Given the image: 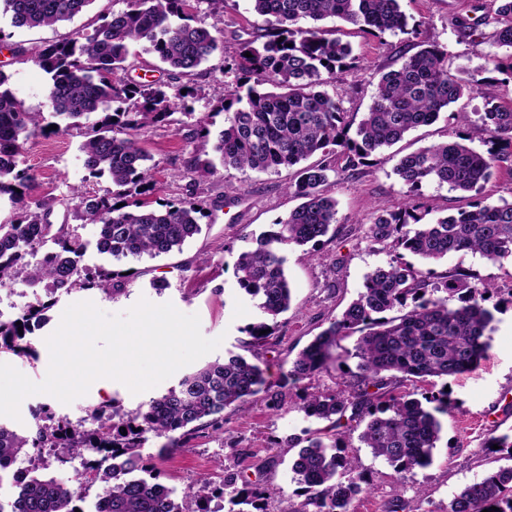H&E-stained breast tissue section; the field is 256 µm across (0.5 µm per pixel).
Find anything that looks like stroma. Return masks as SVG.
Instances as JSON below:
<instances>
[{"instance_id":"obj_1","label":"stroma","mask_w":512,"mask_h":512,"mask_svg":"<svg viewBox=\"0 0 512 512\" xmlns=\"http://www.w3.org/2000/svg\"><path fill=\"white\" fill-rule=\"evenodd\" d=\"M123 7V0H94L72 20L33 29L13 27L8 18L0 17V31L9 34L11 43L20 49L15 57L0 52V69L8 75L10 89L28 110H50L46 97L50 77L33 61L34 49L91 35L102 17ZM489 7L488 0H401L410 23L418 27L414 37L387 34L376 38L345 25V39L357 64L338 73L335 91L347 111L365 112L381 71L397 66L403 54H414L423 44L442 46L451 71L481 72L486 83L481 94L460 99L436 122L411 131L387 153L369 157L357 170H347L342 153L330 155L333 172L326 190L338 202L340 222L335 233L321 239L315 254L295 246L286 249L291 307L281 315L275 335L254 344L246 328L258 321L259 311L239 287L234 261L241 252L253 248L254 234L269 229L297 206V199L284 191L296 171L283 167L264 173L220 167L206 178L197 177L195 164L212 158L213 151L211 142L198 135L194 119L210 113L215 124L223 123L212 91L235 81L234 75L225 73L224 60L235 55L242 42L258 35L264 25L253 14L249 0H229L223 13L217 15L212 14L207 0H201L198 15L223 30V48L194 74L178 79L179 84L194 90L193 98L187 102L190 116L175 114L172 123L148 127L139 135L140 144L154 165L147 200L154 204L195 201L203 210L200 233L181 250L166 255L113 261L111 256L97 251L95 225L80 220L75 203L68 200L70 186L84 180L100 196L112 189L108 178L87 180L79 150L80 136L28 141L17 157V166L36 176L38 197L52 200L50 223L77 229L86 242L81 267H117L126 270L127 276L123 292L113 297L78 289L58 292L46 322L30 335L34 356L0 352V363L12 365L34 382H42L49 366L45 340L57 329L65 308L76 302L89 300L104 312L115 314L145 298L155 304L172 303L185 314H198L203 336L222 340L213 351V358L233 352L261 365L272 386L270 395L277 396L280 407L271 409L269 396L261 395L248 411L225 409L223 439L199 433L165 460L157 457L159 440L150 439L141 450L143 462L158 474L161 483L180 492L186 491L200 474L213 472L248 480L260 488H277L280 495L265 502L266 512H288L289 504L298 503L299 498L291 470L296 451L287 442L305 439L323 426L322 421L299 410L298 404L309 391L332 394L348 389L349 373L357 365L352 356L355 337L341 342L347 374L332 367L305 385L287 381L286 374L299 350L356 298L365 276L394 258L389 243L370 238L369 225L374 204L398 207L405 201L403 185L394 173L398 158L422 147L460 139L477 151H486L489 144L485 132L463 125L456 119V112L482 111L489 100L512 107V76L501 70L502 65L512 61V53L496 43V25L487 19ZM420 201L429 210L426 222L432 223L458 210L470 209L474 199L471 194L429 184L423 187ZM403 260L434 282L465 273L473 282L492 284L486 302L493 314L487 330L490 349L473 371L449 379L454 410L443 420L441 439L430 466L401 475L384 459L361 447L357 437L346 438L349 455L369 482L368 491L354 500V512H445L449 501L465 485L480 481L488 472L512 466V455L507 451L484 446L489 437L512 435V266H500L467 251L449 254L437 262H425L409 253L404 254ZM151 394L145 391L135 395L117 381L100 379L86 395L69 404L48 394L29 396L20 406L19 419L5 416L0 423L30 430L34 410L44 406L55 417L73 421L105 406L129 415Z\"/></svg>"}]
</instances>
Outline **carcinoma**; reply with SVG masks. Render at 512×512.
I'll return each instance as SVG.
<instances>
[{"mask_svg": "<svg viewBox=\"0 0 512 512\" xmlns=\"http://www.w3.org/2000/svg\"><path fill=\"white\" fill-rule=\"evenodd\" d=\"M92 2L0 0V13L10 16L13 27L38 28L70 21ZM124 2L125 9L104 18L85 40L49 43L34 54V62L50 75L48 101L59 119L57 128L45 125L42 113L27 110L0 71V197H7L14 208L10 222L0 224V287L23 273L33 288V301L19 316L0 318V352H32L30 323L46 318L56 293L78 288L112 296L123 278L119 270L91 273L80 268L86 243L65 226L56 229L47 223L51 205L35 197L36 176L17 169V155L27 141L49 133L68 135L82 127L81 119L100 116L80 150L89 175H108L116 190L97 197L80 186L72 189L71 198L79 200L82 220L97 226L98 251L113 260L166 255L201 231L202 208L194 201L151 208L137 200L150 189L152 176L151 156L140 145L138 132L166 122L179 107L186 110L185 117L194 118L186 104L194 91L163 80L136 83L127 72L130 48L141 44L165 65L170 78L188 75L222 49V30L191 14L200 0ZM250 2L264 22L275 19V31L242 43L226 66V72L237 75L248 88L244 96L222 87L214 91L224 125L213 144L215 158L194 167L200 178L213 173L217 162L226 168L272 172L297 166L318 152L328 154L334 147L342 149L346 169L353 171L414 129L436 122L462 95L481 90L484 78L450 72L445 50L428 44L382 73L368 110L351 114L327 90L336 75L354 63L351 45L338 36L340 30L320 22L337 18L374 37L414 34L416 28H408L399 0ZM490 2L497 5V43L512 49V0ZM266 84L278 91L262 90ZM478 121L495 148L481 153L453 141L420 148L399 160L394 172L405 188L406 202L397 209L373 205L371 238L389 240L394 248L427 262L459 251L478 253L500 265L512 262V203L479 201L470 210L434 223L423 222L428 211L415 203L428 183L477 194L490 180L503 160L501 146L512 148V108L489 101ZM196 124L208 138L211 131L205 118H197ZM330 171L332 167L323 163L299 169L288 192L302 203L262 232L255 248L235 261L237 282L262 315L245 328L256 342L275 333L278 317L291 305L284 248L315 245L339 223L337 201L324 190ZM41 283L42 294L34 290ZM491 291V285L478 286L461 274L430 288L414 266L397 260L366 276L363 291L299 352L288 371V378L300 383L333 364L342 366L336 354L340 341L360 333L354 348V393L312 392L299 403L307 416L328 422L327 432L334 440L327 444L320 435L305 439L292 463L303 500L291 512H351L353 501L366 491V480L355 473L339 445V427L348 410L350 421L360 428L361 445L397 472L410 473L432 462L443 430L441 417L453 409L448 392L442 387L422 400L410 393L397 397L387 390L388 380L398 374L447 379L478 366L490 348L487 329L493 315L484 302ZM394 310L400 315L387 316ZM269 390L259 364L230 353L183 375L176 386L150 398L135 413L110 423L91 413L87 419L92 427L80 430L67 419L54 420L44 407L28 432L0 424V468L22 456L28 461L26 481L8 500L0 498V512L80 508V493L42 474L47 469L44 448H65L60 462L80 458L84 465L99 450L112 449L110 457L80 473L86 483L101 485V512H213L211 501L224 498L229 488L246 504L251 497L266 500L276 491L247 496L235 488L232 476L216 485L208 474L179 498L174 488L135 472L147 471L139 448L149 439L162 440L158 456L167 457L188 436L209 427L220 431L224 409H245ZM494 506L499 512H512V467L465 486L448 502L447 512H482Z\"/></svg>", "mask_w": 512, "mask_h": 512, "instance_id": "1", "label": "carcinoma"}]
</instances>
